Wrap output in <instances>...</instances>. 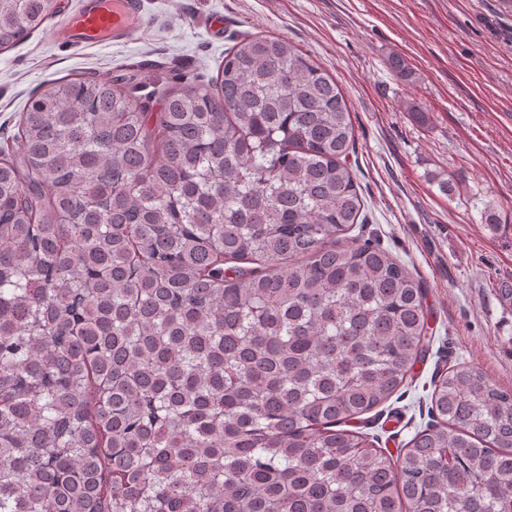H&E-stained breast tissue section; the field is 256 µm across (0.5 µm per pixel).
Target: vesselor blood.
<instances>
[{"instance_id":"1","label":"vessel or blood","mask_w":512,"mask_h":512,"mask_svg":"<svg viewBox=\"0 0 512 512\" xmlns=\"http://www.w3.org/2000/svg\"><path fill=\"white\" fill-rule=\"evenodd\" d=\"M138 0H88L87 5L69 16L66 28L78 42L92 44L110 33L130 39L138 20Z\"/></svg>"}]
</instances>
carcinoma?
Returning <instances> with one entry per match:
<instances>
[{"instance_id": "1", "label": "carcinoma", "mask_w": 512, "mask_h": 512, "mask_svg": "<svg viewBox=\"0 0 512 512\" xmlns=\"http://www.w3.org/2000/svg\"><path fill=\"white\" fill-rule=\"evenodd\" d=\"M52 0H0V49ZM0 158V512H512V391L434 383L396 457L349 423L426 352L420 283L339 243L350 106L245 36L161 112L78 74ZM253 264L238 269L239 262Z\"/></svg>"}]
</instances>
